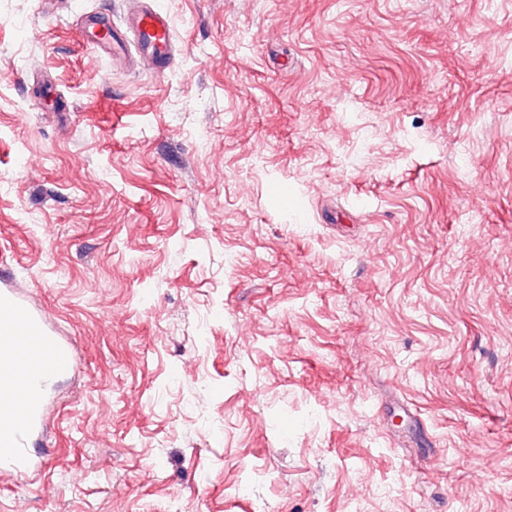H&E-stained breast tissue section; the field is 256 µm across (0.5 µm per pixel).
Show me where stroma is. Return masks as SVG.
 <instances>
[{
    "instance_id": "35a3bbf8",
    "label": "stroma",
    "mask_w": 512,
    "mask_h": 512,
    "mask_svg": "<svg viewBox=\"0 0 512 512\" xmlns=\"http://www.w3.org/2000/svg\"><path fill=\"white\" fill-rule=\"evenodd\" d=\"M164 74L0 0V270L78 348L0 512H512V0H158Z\"/></svg>"
}]
</instances>
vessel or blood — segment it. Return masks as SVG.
Instances as JSON below:
<instances>
[{
	"mask_svg": "<svg viewBox=\"0 0 512 512\" xmlns=\"http://www.w3.org/2000/svg\"><path fill=\"white\" fill-rule=\"evenodd\" d=\"M78 34L105 56H134L159 73L175 56L170 19L154 0H128L117 22L100 12L82 14ZM27 356L46 360L50 371L20 381L19 362ZM76 360L73 344L55 334L23 291L0 277V478L28 476L42 467L35 447L57 382Z\"/></svg>",
	"mask_w": 512,
	"mask_h": 512,
	"instance_id": "vessel-or-blood-1",
	"label": "vessel or blood"
}]
</instances>
